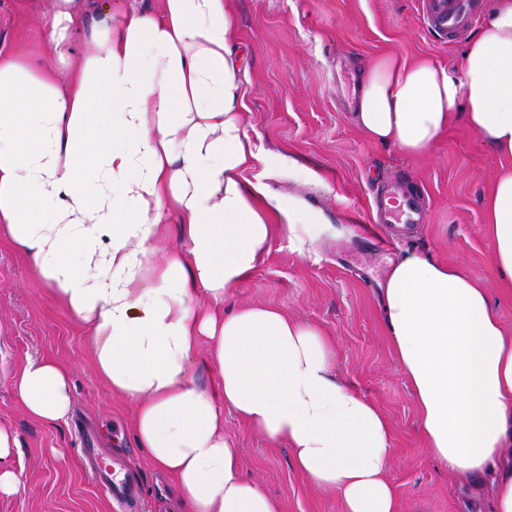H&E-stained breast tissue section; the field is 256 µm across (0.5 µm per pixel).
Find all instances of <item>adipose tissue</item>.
<instances>
[{
    "mask_svg": "<svg viewBox=\"0 0 512 512\" xmlns=\"http://www.w3.org/2000/svg\"><path fill=\"white\" fill-rule=\"evenodd\" d=\"M96 7L53 0L52 52L91 32L68 85L0 53V228L87 328L98 377L134 405L136 442L170 477L180 512L281 510L244 477L228 411L287 442L342 512H397L388 419L339 378L330 340L274 307L216 313L278 232L301 251L322 230L245 177L266 157L243 120L228 0H131L87 28ZM459 117L501 160L486 211L494 266L512 281V0H495L460 69L396 56L365 69L354 120L371 141L418 155ZM173 218L181 252L161 246ZM382 314L429 452L449 475L488 478L491 512H512V336L486 283L409 251L389 271ZM204 337L210 392L189 379ZM70 377L28 360L15 398L59 425Z\"/></svg>",
    "mask_w": 512,
    "mask_h": 512,
    "instance_id": "1",
    "label": "adipose tissue"
}]
</instances>
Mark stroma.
<instances>
[{
    "label": "stroma",
    "instance_id": "stroma-1",
    "mask_svg": "<svg viewBox=\"0 0 512 512\" xmlns=\"http://www.w3.org/2000/svg\"><path fill=\"white\" fill-rule=\"evenodd\" d=\"M491 5L472 0L466 29L447 37L430 24L424 0H231L235 44L247 63V128L259 134L270 159L246 176L299 203L323 231L303 254L287 236L274 238L265 260L231 290L224 308L273 306L333 341L338 374L390 421L387 478L398 512H488V483L452 480L431 456L381 302L391 266L405 252L418 251L485 280L512 332V289L492 264L485 219L499 162L460 120L422 155H400L368 140L348 104L358 95L365 66L385 55L460 67ZM51 13L52 0H41L37 20L19 11L18 0H0V50L54 64L43 42ZM394 180L423 196L429 221L381 245L350 224L347 214L369 218L375 198ZM31 358L71 368L66 424L35 421L16 401L13 377ZM134 421V406L97 377L83 326L29 260L0 238V428L18 440L8 463L22 480L18 492L0 493V512H123L81 460L90 442L123 455L136 470L143 512H176L171 493L155 492L163 475L137 445ZM224 436L236 448L243 474L277 499L282 512H341L334 492L315 487L294 466L287 443H270L230 413Z\"/></svg>",
    "mask_w": 512,
    "mask_h": 512
}]
</instances>
